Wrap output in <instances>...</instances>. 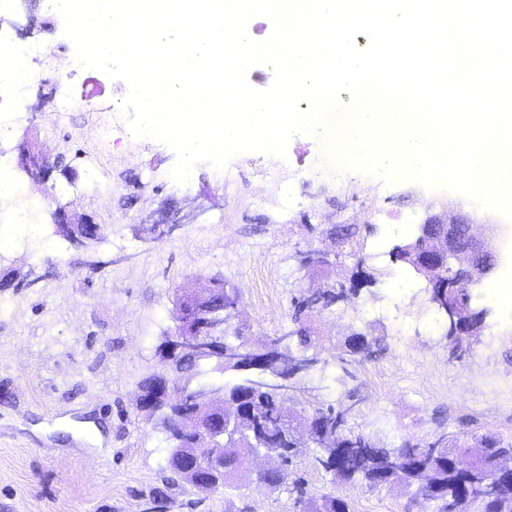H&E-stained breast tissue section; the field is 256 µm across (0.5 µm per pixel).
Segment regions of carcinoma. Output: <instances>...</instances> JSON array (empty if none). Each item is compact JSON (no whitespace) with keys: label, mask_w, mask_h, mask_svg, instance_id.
Instances as JSON below:
<instances>
[{"label":"carcinoma","mask_w":512,"mask_h":512,"mask_svg":"<svg viewBox=\"0 0 512 512\" xmlns=\"http://www.w3.org/2000/svg\"><path fill=\"white\" fill-rule=\"evenodd\" d=\"M222 285L224 345H243L240 360H216L224 372L234 376L232 382L224 384V393L238 397L242 408L237 429L229 433L231 442L240 448V458L224 461V485L249 479L244 461L264 448L281 449L290 477L295 459L313 444L320 448L316 461L343 484L370 488L386 485L397 478L394 464L398 463L407 473V486L413 489V495L428 502L432 512H450L463 502L468 506L478 503L490 512H512V473L498 476L489 485L479 466L470 473L453 466L454 456L461 451L472 455L484 449L495 455H512V442L485 435L468 443L450 439L442 431L430 441L387 448L371 435L356 433L347 426L350 401L355 398L353 390L347 391L334 407H318L311 414L297 409V401L286 400L270 388L271 382L283 374V367L272 361L255 366L259 354L243 339L241 328L231 322L240 301L239 290L225 281ZM295 335L299 337L297 342L293 341ZM288 350L306 361V369L293 380L313 378L322 358L305 333L290 332ZM298 504L303 512H350L347 501L335 494L301 497Z\"/></svg>","instance_id":"cac0c4a2"}]
</instances>
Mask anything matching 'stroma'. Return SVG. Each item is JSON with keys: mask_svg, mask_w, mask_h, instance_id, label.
Instances as JSON below:
<instances>
[{"mask_svg": "<svg viewBox=\"0 0 512 512\" xmlns=\"http://www.w3.org/2000/svg\"><path fill=\"white\" fill-rule=\"evenodd\" d=\"M73 55L44 0H26L0 17V46L34 40ZM37 81L35 112L0 115V166L42 192L26 224L0 227V512H298L291 486L257 482L201 490L167 464L163 414L137 407L143 380L164 372L160 347L175 332L176 298L216 278L239 288L238 323L253 343L304 330L324 363L297 397L303 407L333 404L355 390L350 427L390 448L446 429L461 439H512V311L485 295L512 269L507 220L483 203L413 182L385 185L356 171L330 175L316 139L295 136L286 160L251 152L224 170L195 166L186 184L169 171L173 149L133 138L117 102L127 84L95 69L68 81L78 105L55 121L54 95ZM57 149L49 177L27 172L19 147ZM454 212L483 225L501 263L471 305L486 310L472 347L487 336L489 357L448 355L447 321L429 301L428 283L396 260L430 215ZM92 219L89 246L56 231L60 215ZM356 224L354 241L341 229ZM323 253L300 268V252ZM358 297L294 319V301L329 285ZM377 336L372 354L350 353L353 333ZM306 449L295 470L311 495L332 492L350 512H432L394 484H338Z\"/></svg>", "mask_w": 512, "mask_h": 512, "instance_id": "obj_1", "label": "stroma"}]
</instances>
